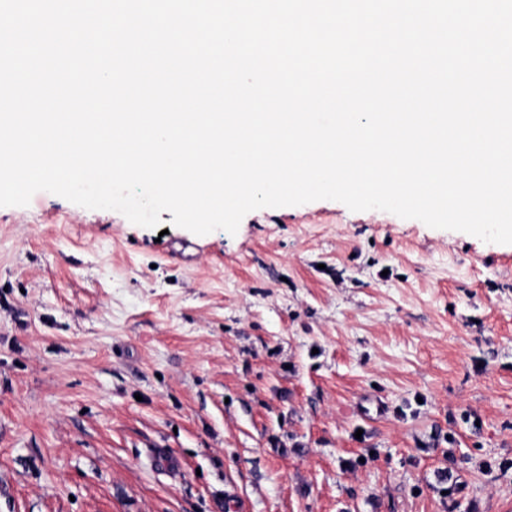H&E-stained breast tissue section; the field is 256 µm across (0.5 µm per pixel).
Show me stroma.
Wrapping results in <instances>:
<instances>
[{
    "label": "stroma",
    "instance_id": "obj_1",
    "mask_svg": "<svg viewBox=\"0 0 512 512\" xmlns=\"http://www.w3.org/2000/svg\"><path fill=\"white\" fill-rule=\"evenodd\" d=\"M161 218L0 207V512H512V245L331 200Z\"/></svg>",
    "mask_w": 512,
    "mask_h": 512
}]
</instances>
